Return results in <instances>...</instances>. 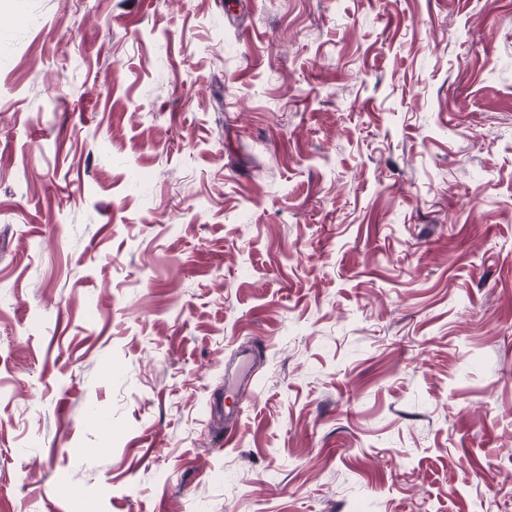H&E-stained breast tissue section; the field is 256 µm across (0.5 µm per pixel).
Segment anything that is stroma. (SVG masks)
<instances>
[{
  "label": "stroma",
  "mask_w": 512,
  "mask_h": 512,
  "mask_svg": "<svg viewBox=\"0 0 512 512\" xmlns=\"http://www.w3.org/2000/svg\"><path fill=\"white\" fill-rule=\"evenodd\" d=\"M0 512H512V0H0Z\"/></svg>",
  "instance_id": "35a3bbf8"
}]
</instances>
